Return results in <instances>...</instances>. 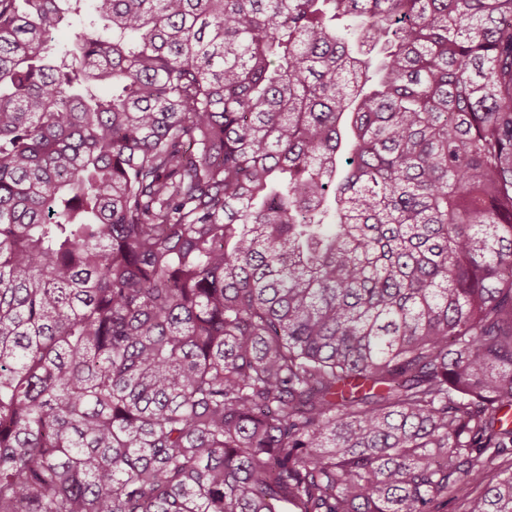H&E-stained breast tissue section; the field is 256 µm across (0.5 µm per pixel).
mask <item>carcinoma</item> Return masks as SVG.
<instances>
[{"label":"carcinoma","mask_w":512,"mask_h":512,"mask_svg":"<svg viewBox=\"0 0 512 512\" xmlns=\"http://www.w3.org/2000/svg\"><path fill=\"white\" fill-rule=\"evenodd\" d=\"M509 409L512 0H0V512H512Z\"/></svg>","instance_id":"cac0c4a2"}]
</instances>
